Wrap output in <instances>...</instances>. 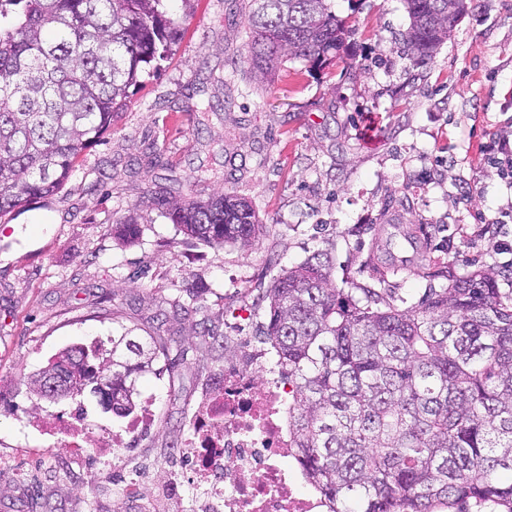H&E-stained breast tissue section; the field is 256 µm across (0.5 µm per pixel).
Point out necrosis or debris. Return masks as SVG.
Returning <instances> with one entry per match:
<instances>
[{"label": "necrosis or debris", "instance_id": "4bbe7bcc", "mask_svg": "<svg viewBox=\"0 0 512 512\" xmlns=\"http://www.w3.org/2000/svg\"><path fill=\"white\" fill-rule=\"evenodd\" d=\"M38 428L57 440L61 451L88 461L101 473L108 472L110 449H124L138 436L152 432V403L129 414L124 425L112 431L110 448L99 444L98 430L91 426L82 407L60 411L40 419ZM192 440L203 454L217 463L210 476L197 472L188 458L183 492L205 489L223 499L224 512H330L332 505L319 491L301 484L302 468L286 469L293 458L288 417V390L275 368L256 377L246 367H225L215 383L208 411L193 424ZM60 451V452H61Z\"/></svg>", "mask_w": 512, "mask_h": 512}]
</instances>
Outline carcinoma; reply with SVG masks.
Listing matches in <instances>:
<instances>
[{
    "mask_svg": "<svg viewBox=\"0 0 512 512\" xmlns=\"http://www.w3.org/2000/svg\"><path fill=\"white\" fill-rule=\"evenodd\" d=\"M469 0H404V59L425 66L448 40V16ZM246 61L271 83L288 57L318 68L351 29L331 0H245ZM165 0H0V213L46 196L112 127L130 88L178 44ZM185 234L250 247L263 231L236 195L207 201L153 195ZM499 272L448 271L401 309L391 296L336 287L328 254L278 275L264 295L262 334L288 377L292 448L332 512H460L481 500L512 512V294ZM170 339L125 332L104 346L65 349L27 377L59 381V401L90 390L121 416L136 377ZM112 375L95 379L99 358Z\"/></svg>",
    "mask_w": 512,
    "mask_h": 512,
    "instance_id": "obj_1",
    "label": "carcinoma"
}]
</instances>
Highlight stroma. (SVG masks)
Wrapping results in <instances>:
<instances>
[{
	"instance_id": "35a3bbf8",
	"label": "stroma",
	"mask_w": 512,
	"mask_h": 512,
	"mask_svg": "<svg viewBox=\"0 0 512 512\" xmlns=\"http://www.w3.org/2000/svg\"><path fill=\"white\" fill-rule=\"evenodd\" d=\"M242 0H169L181 36L159 71L133 90L112 129L78 159L53 194L0 214V448L49 443L33 420L64 409L31 394L23 378L64 349L132 330L156 335L159 300H198L215 336L181 335L185 357L158 361L137 384L156 400L153 431L130 451L149 466L152 494L171 475L177 446L225 363L267 349L263 296L273 277L325 251L340 288H389L403 308L442 270H500L512 292V187L484 166L481 146L512 143V0H473L426 66L403 59V0H332L353 29L341 60L319 69L289 59L272 84L252 81L245 62ZM227 113L197 122L185 104L223 98ZM160 166L147 164L152 151ZM216 173L197 184V170ZM167 188L205 200L234 193L267 230L251 249L185 235L157 209ZM419 226L425 258L393 267L373 242L389 214ZM138 213L129 243L112 231ZM42 475L24 512H135L124 493L101 495L90 463Z\"/></svg>"
}]
</instances>
